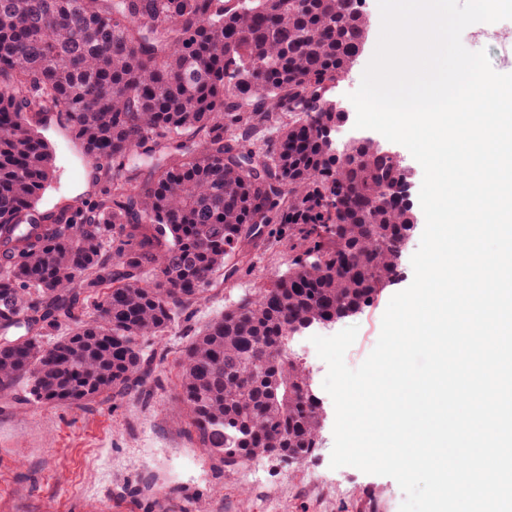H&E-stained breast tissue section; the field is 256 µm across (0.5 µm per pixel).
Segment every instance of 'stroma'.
I'll return each instance as SVG.
<instances>
[{
  "mask_svg": "<svg viewBox=\"0 0 512 512\" xmlns=\"http://www.w3.org/2000/svg\"><path fill=\"white\" fill-rule=\"evenodd\" d=\"M364 8L370 16L366 43L351 72L328 92L348 110L381 28L377 0H365ZM461 40L468 50H487L495 71L512 73V22L499 21L487 36L463 31ZM43 124L55 149L56 171L41 209L88 199L97 190L91 161L59 120L49 117ZM419 245L416 237L407 243L400 277L372 306L335 324L311 327L309 335L328 337L358 326L345 354L347 366L357 368L377 343L390 299L411 284V257ZM289 258L286 251L258 253L253 266L193 307L188 321L153 341L164 355L160 389L82 407L18 405L0 393V512H362L377 490L382 496L373 512H399L404 494L393 478L352 466L331 468L335 408L323 388L327 365L316 350H309L307 362L324 423L319 446L306 462L261 458L257 477L246 478L212 460L177 415L178 358L189 333L239 296L269 286Z\"/></svg>",
  "mask_w": 512,
  "mask_h": 512,
  "instance_id": "35a3bbf8",
  "label": "stroma"
}]
</instances>
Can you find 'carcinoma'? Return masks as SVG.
<instances>
[{"label":"carcinoma","instance_id":"cac0c4a2","mask_svg":"<svg viewBox=\"0 0 512 512\" xmlns=\"http://www.w3.org/2000/svg\"><path fill=\"white\" fill-rule=\"evenodd\" d=\"M369 23L354 0H0V390L90 405L141 393L145 345L232 281L270 224L304 258L181 351L189 432L229 470L319 445L322 408L288 338L370 306L417 214L368 143L336 161L321 98ZM62 120L99 194L39 208Z\"/></svg>","mask_w":512,"mask_h":512}]
</instances>
